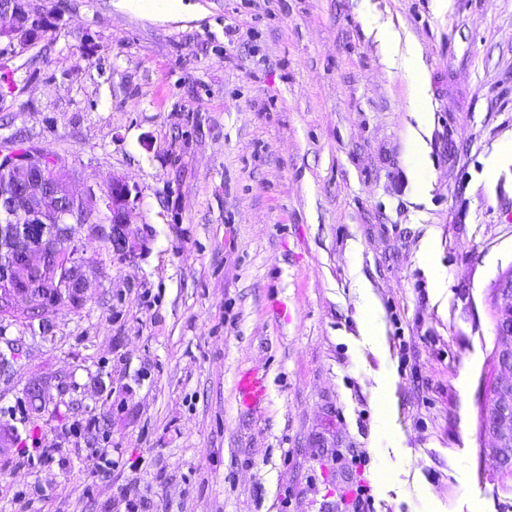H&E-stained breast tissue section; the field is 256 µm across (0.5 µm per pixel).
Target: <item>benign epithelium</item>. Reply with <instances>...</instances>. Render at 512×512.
Wrapping results in <instances>:
<instances>
[{"mask_svg":"<svg viewBox=\"0 0 512 512\" xmlns=\"http://www.w3.org/2000/svg\"><path fill=\"white\" fill-rule=\"evenodd\" d=\"M39 0H11L0 7V44L13 54L25 51L41 33ZM0 150V177L13 192L0 193V308L34 313L62 302L79 307L87 290L86 271L94 265L84 239L106 244L122 259L137 255L147 236L132 227L131 214L138 190L114 177L105 192L74 188L68 161L49 156L43 148L24 146ZM70 246L71 262L61 283L50 288L44 273L60 245ZM497 375L491 384V402L485 406L482 434L490 441V461L512 462V268L494 283ZM21 359L20 350L0 351V377L9 376Z\"/></svg>","mask_w":512,"mask_h":512,"instance_id":"7a95c632","label":"benign epithelium"}]
</instances>
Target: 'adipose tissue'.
<instances>
[{
	"label": "adipose tissue",
	"mask_w": 512,
	"mask_h": 512,
	"mask_svg": "<svg viewBox=\"0 0 512 512\" xmlns=\"http://www.w3.org/2000/svg\"><path fill=\"white\" fill-rule=\"evenodd\" d=\"M370 29L376 33L380 44L383 60L388 69H399L407 72L412 82L410 84V100L416 113L419 125H428L431 114L427 109L428 83L423 74L420 54L417 48L403 41L400 32L388 22H378L376 17H368Z\"/></svg>",
	"instance_id": "adipose-tissue-1"
}]
</instances>
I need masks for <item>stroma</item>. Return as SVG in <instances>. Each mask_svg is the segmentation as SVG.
Here are the masks:
<instances>
[{"instance_id":"35a3bbf8","label":"stroma","mask_w":512,"mask_h":512,"mask_svg":"<svg viewBox=\"0 0 512 512\" xmlns=\"http://www.w3.org/2000/svg\"><path fill=\"white\" fill-rule=\"evenodd\" d=\"M181 2L41 0L51 27L0 57V149L57 152L80 187L125 179L150 230L127 261L88 242L81 307L0 321L23 351L0 378V512H125L134 493L146 512H342L361 479L374 512H512L480 433L512 268V0ZM366 4L428 73L424 186L409 80ZM244 371L266 381L255 410ZM35 442L53 461L23 458ZM358 291L363 302L361 311L363 314V320L367 325V330L372 336H377L378 307L376 299L371 291V288H369L364 283H359ZM236 394L246 407H256L263 402L266 395L264 381L251 372H242L235 386Z\"/></svg>"}]
</instances>
